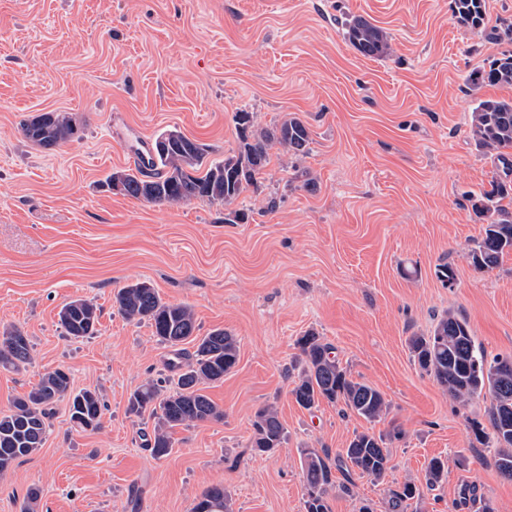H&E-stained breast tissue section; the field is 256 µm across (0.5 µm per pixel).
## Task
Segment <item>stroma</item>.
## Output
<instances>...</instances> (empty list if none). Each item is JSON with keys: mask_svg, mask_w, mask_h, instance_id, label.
<instances>
[{"mask_svg": "<svg viewBox=\"0 0 512 512\" xmlns=\"http://www.w3.org/2000/svg\"><path fill=\"white\" fill-rule=\"evenodd\" d=\"M342 15L387 32L391 56L357 53ZM506 48L459 25L453 0H0V329L33 345L30 365L0 368V411L57 368L105 404L100 428L77 431L67 401L56 403L43 447L0 473V512H21L33 486L35 512H192L215 484L233 512H305L301 449L336 453L365 430L392 436L385 479L333 487L331 512L364 500L388 512L389 490L406 482L425 490L408 512H468L467 482L512 512V481L470 429L489 399L454 400L407 346L454 313L487 357H512V254L490 270L468 257L485 227L470 197L494 171L469 137L470 112L512 87L473 91L466 78ZM240 111L262 126L297 114L313 139L305 156L274 150L262 191L232 206L247 222L225 223L221 203L157 206L105 187L167 130L209 145L210 160L233 155ZM44 112L73 114L80 140L29 142L20 125ZM297 169L315 191L293 180ZM445 262L450 288L436 276ZM139 280L189 305L200 333L239 342L235 368L202 387L223 419L174 429L160 459L145 446L152 421L126 406L168 376L170 351L113 304ZM77 298L100 318L97 335L74 340L58 311ZM309 331L384 394L381 420L295 403L290 367ZM267 405L288 434L270 456L251 447ZM439 456L448 478L430 491L426 467Z\"/></svg>", "mask_w": 512, "mask_h": 512, "instance_id": "35a3bbf8", "label": "stroma"}]
</instances>
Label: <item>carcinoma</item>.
<instances>
[{"label":"carcinoma","mask_w":512,"mask_h":512,"mask_svg":"<svg viewBox=\"0 0 512 512\" xmlns=\"http://www.w3.org/2000/svg\"><path fill=\"white\" fill-rule=\"evenodd\" d=\"M456 21L473 30L485 29L486 0H454ZM345 39L366 58H386L392 53L389 36L364 17L345 23ZM469 89L484 86H512V49L504 50L487 67H476L467 78ZM233 121L238 138L237 153L219 162H207L210 146L174 130L162 134L166 146L150 153L132 170L111 173L106 185H123L122 195L154 205L207 200L230 205L244 192L262 188L270 151L279 147L293 156L310 152L311 131L306 121L290 114L271 126L257 128L252 113L237 112ZM30 142L51 148L81 139L77 119L66 113L45 112L21 126ZM469 133L476 148L495 162L491 189L471 197L472 210L486 221L484 235L474 242L468 256L479 270L493 269L512 252V210L502 204L512 200V99H480L470 113ZM118 312L128 321L146 323L153 336L170 348L167 368L176 376L175 388L166 391L148 381L129 396L126 411L141 418H153L147 447L155 458L167 456L173 448V429L196 423L218 421L224 417L215 403L201 392L200 385L219 382L238 362L237 339L222 329L204 336L196 335L198 326L190 306L162 300L147 281L128 284L116 292ZM59 324L72 339L91 337L98 332L97 307L85 299L66 303L59 312ZM195 342L191 352L185 341ZM304 366L291 394L301 408L311 411L320 403L341 406L374 422L387 412L388 404L375 387L354 379L334 347L308 332L296 340ZM412 360L420 370L432 376L455 400L469 401L489 395L488 419L492 433L481 422L472 421L475 440L496 449L495 465L499 473L512 480V371L500 368L501 359L487 361L476 343L469 322L463 316L448 313L427 335L408 338ZM32 345L18 328L0 334V367L17 369L31 363ZM66 398L73 427L94 430L100 427L104 404L98 392L75 391L68 372L57 368L45 373L25 395L13 400L0 413V472L42 447L51 429L52 406ZM252 448L271 453L287 439V431L272 406L260 408L252 423ZM306 512H331L327 488L333 485L332 470L346 479L357 474L375 481L384 479L389 453L383 436L368 431L356 432L347 448L330 458L329 452L304 448ZM448 478V462L433 458L427 466L426 487L435 489ZM422 492L407 482L388 492L389 512H407L410 501L420 500ZM460 505L478 506V512H495L493 503L478 494L477 486L465 484L460 490ZM193 512H232L224 486L208 487L193 506Z\"/></svg>","instance_id":"obj_1"}]
</instances>
